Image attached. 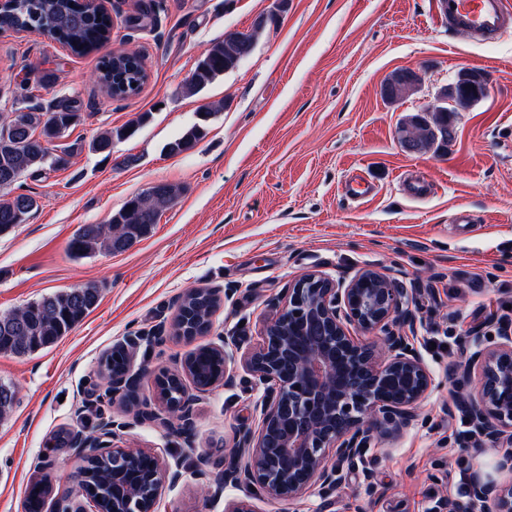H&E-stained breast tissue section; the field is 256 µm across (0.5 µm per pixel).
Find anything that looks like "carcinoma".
Here are the masks:
<instances>
[{"label": "carcinoma", "mask_w": 512, "mask_h": 512, "mask_svg": "<svg viewBox=\"0 0 512 512\" xmlns=\"http://www.w3.org/2000/svg\"><path fill=\"white\" fill-rule=\"evenodd\" d=\"M268 17L261 15L248 33L235 32L208 47L189 76L185 89L197 94L216 78L238 66L252 51L257 35ZM0 29L47 34L72 53L84 55L100 50L110 39L112 20L91 0H8L0 9ZM97 79L107 94L125 98L137 93L147 80L142 58H120L107 53L98 61ZM414 73L409 68L394 71L381 88L382 97L397 101L415 88ZM455 107H434L427 136L409 142L415 151L448 146V111L465 108L479 95L458 82L451 90ZM149 113L139 115L129 124L105 130L89 144L96 153H109L112 144L131 136L136 127L147 121ZM82 121L73 103L61 100L48 112H19L0 128V235L23 224L36 207V200L26 194H11L10 187L26 172H39L46 165L63 166L69 152L51 155L50 144ZM206 136L200 124L187 128L180 137L167 144L171 154L194 148ZM182 193L181 187L158 183L132 197L112 215L107 224H84L73 235L69 247L73 255L86 256L97 251L122 253L149 236L162 213ZM100 298V288L87 283L55 292L26 306L0 313V353L24 356L49 347L67 335L92 310ZM189 307L186 326L201 334L207 331L215 300L208 291L192 289L185 294ZM16 402L15 387L0 382V420L6 418ZM83 482L101 497L103 512H112V454L107 453L87 463ZM27 512H42L44 499L51 492V482L44 476L30 486Z\"/></svg>", "instance_id": "obj_1"}]
</instances>
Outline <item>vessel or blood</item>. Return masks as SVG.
I'll list each match as a JSON object with an SVG mask.
<instances>
[{
  "label": "vessel or blood",
  "mask_w": 512,
  "mask_h": 512,
  "mask_svg": "<svg viewBox=\"0 0 512 512\" xmlns=\"http://www.w3.org/2000/svg\"><path fill=\"white\" fill-rule=\"evenodd\" d=\"M436 7L449 29L480 41L512 30V0H436Z\"/></svg>",
  "instance_id": "b4317fda"
}]
</instances>
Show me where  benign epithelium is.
Returning a JSON list of instances; mask_svg holds the SVG:
<instances>
[{"label":"benign epithelium","instance_id":"benign-epithelium-1","mask_svg":"<svg viewBox=\"0 0 512 512\" xmlns=\"http://www.w3.org/2000/svg\"><path fill=\"white\" fill-rule=\"evenodd\" d=\"M403 291L385 274L362 270L349 281L312 272L300 277L288 293L268 305L259 347L242 356L243 368L263 387L256 403L261 426L242 427L225 449L231 468L207 483L218 497L224 484L245 491V497L224 512H255L253 501L290 502L313 491L327 495L342 481L343 465L355 467L375 435L410 420L432 386L430 371L419 352L406 341ZM377 332L363 343L349 327ZM469 367L478 371L480 386L470 408L472 425L482 437L510 447L496 469L512 472V333L502 330L490 346L471 336ZM131 339L116 347L126 358L124 374L112 377V397H129L145 371L133 368ZM241 338L224 337L212 350L223 358L219 381L228 382V365L241 350ZM191 356L182 373L155 376L158 399L166 406L162 424L182 433L191 426L193 395L183 390L170 398L169 382L192 377ZM112 422L100 424L96 436H73L69 448L82 462L102 454V436ZM112 512H155L164 484H175L179 473L151 452L112 449ZM472 506L487 512H512V481L498 483L476 476L471 483ZM69 499L56 500L53 512H102L98 497L85 485Z\"/></svg>","mask_w":512,"mask_h":512}]
</instances>
